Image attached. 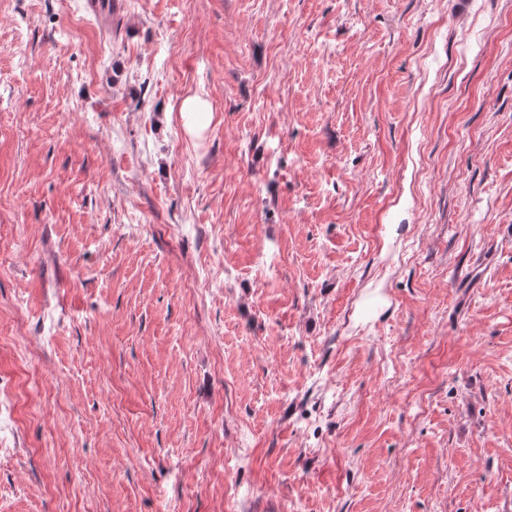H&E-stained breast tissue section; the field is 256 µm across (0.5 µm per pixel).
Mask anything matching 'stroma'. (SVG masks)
I'll list each match as a JSON object with an SVG mask.
<instances>
[{
  "instance_id": "1",
  "label": "stroma",
  "mask_w": 512,
  "mask_h": 512,
  "mask_svg": "<svg viewBox=\"0 0 512 512\" xmlns=\"http://www.w3.org/2000/svg\"><path fill=\"white\" fill-rule=\"evenodd\" d=\"M0 381V512H512V0H0ZM183 126L190 135H199L205 131L212 120V112H208L207 102L200 96L186 97L180 106Z\"/></svg>"
}]
</instances>
